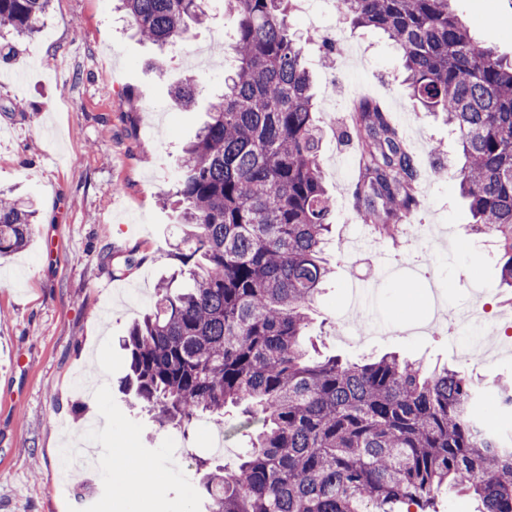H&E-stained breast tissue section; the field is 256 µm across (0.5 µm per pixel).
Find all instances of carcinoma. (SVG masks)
<instances>
[{
  "instance_id": "cac0c4a2",
  "label": "carcinoma",
  "mask_w": 512,
  "mask_h": 512,
  "mask_svg": "<svg viewBox=\"0 0 512 512\" xmlns=\"http://www.w3.org/2000/svg\"><path fill=\"white\" fill-rule=\"evenodd\" d=\"M141 39L163 48L206 23V0H119ZM399 52L408 97L442 112L465 164L456 172L473 230L495 238L512 288V60L476 41L451 0H339ZM50 0H0V59L40 29ZM238 18L224 46V92L173 182L182 286L162 284L125 339L134 404L188 431L235 409L248 445L205 473V512H436L458 489L477 512H512V434H490L474 383L443 365L386 354L314 358L305 341L328 279L332 200L295 0H224ZM171 96L195 104L193 82ZM362 163L357 213L384 239L420 207L419 167L380 103L354 107ZM36 211L0 205V258L27 246Z\"/></svg>"
}]
</instances>
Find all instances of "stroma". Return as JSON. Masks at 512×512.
<instances>
[{
  "label": "stroma",
  "instance_id": "obj_1",
  "mask_svg": "<svg viewBox=\"0 0 512 512\" xmlns=\"http://www.w3.org/2000/svg\"><path fill=\"white\" fill-rule=\"evenodd\" d=\"M475 39L512 59V0H452ZM303 32L322 130L321 158L332 196V268L316 298L308 338L320 355L362 363L387 353L448 364L471 377L479 397L512 379V330L484 352L461 353L434 325L437 305L473 301L504 310L493 237L472 233L452 173L463 159L443 117L413 109L404 69L379 31L352 28L341 12ZM235 20L216 8L164 49L132 37L112 0H52L40 33L25 41V62H0V189L33 203L28 246L0 261V512H200L197 459L234 466L246 439L236 413L181 433L135 406L120 384L129 326L155 300L170 256L172 187L182 148L224 89L215 46ZM341 47L327 65L324 37ZM191 76V111L168 91ZM362 98L387 103L421 167L423 204L415 218L436 227V244L408 236L372 238L355 251L363 224L351 188L356 142L350 109ZM439 155H432L431 145ZM139 261L124 267L129 251ZM178 444L179 456L168 453ZM149 461L160 484L122 499L105 468L112 449Z\"/></svg>",
  "mask_w": 512,
  "mask_h": 512
}]
</instances>
